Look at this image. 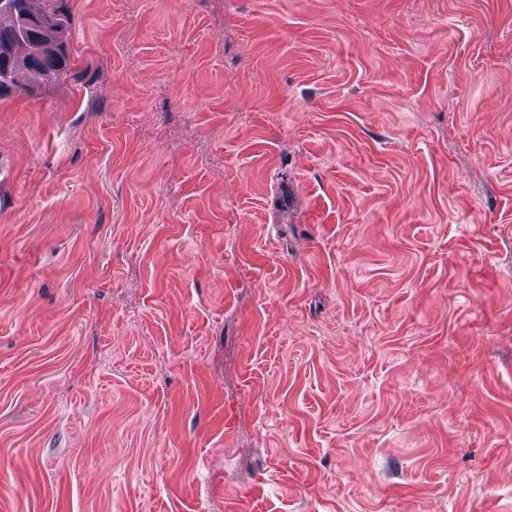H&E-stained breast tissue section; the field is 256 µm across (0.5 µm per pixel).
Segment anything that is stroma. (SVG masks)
I'll use <instances>...</instances> for the list:
<instances>
[{"label":"stroma","instance_id":"stroma-1","mask_svg":"<svg viewBox=\"0 0 512 512\" xmlns=\"http://www.w3.org/2000/svg\"><path fill=\"white\" fill-rule=\"evenodd\" d=\"M0 99V512H512V0H65Z\"/></svg>","mask_w":512,"mask_h":512}]
</instances>
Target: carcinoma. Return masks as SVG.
<instances>
[{"label": "carcinoma", "mask_w": 512, "mask_h": 512, "mask_svg": "<svg viewBox=\"0 0 512 512\" xmlns=\"http://www.w3.org/2000/svg\"><path fill=\"white\" fill-rule=\"evenodd\" d=\"M34 0H0V49H5L19 66L0 62V98L13 94L31 95L59 82L71 70L64 25L56 0H41L44 6L33 10ZM54 15L41 31L31 30L27 17Z\"/></svg>", "instance_id": "1"}]
</instances>
